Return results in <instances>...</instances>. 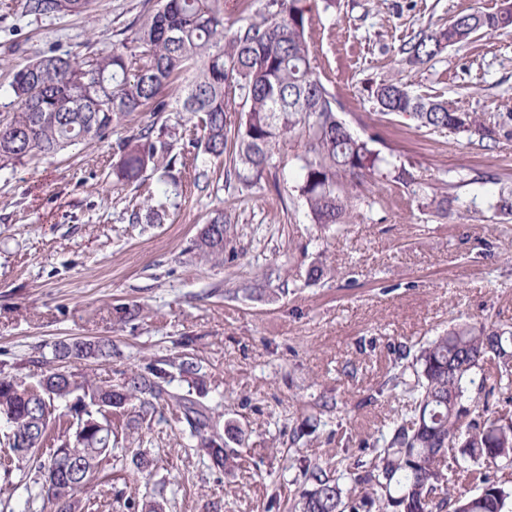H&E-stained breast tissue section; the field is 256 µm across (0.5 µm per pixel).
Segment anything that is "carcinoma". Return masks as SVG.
<instances>
[{"instance_id": "carcinoma-1", "label": "carcinoma", "mask_w": 512, "mask_h": 512, "mask_svg": "<svg viewBox=\"0 0 512 512\" xmlns=\"http://www.w3.org/2000/svg\"><path fill=\"white\" fill-rule=\"evenodd\" d=\"M91 0H25V12L52 17L80 14ZM308 0H267L265 11L235 29L224 25V0H157L135 22L128 42L111 44L77 59L42 55L10 83L17 111L0 117V169L35 156H53L83 141L108 139L134 112H188L201 135L190 140L193 160H229L245 185L258 182L284 162L288 147L302 172L298 198L314 224H348L355 197L346 178L387 171L390 191L412 182L410 173L353 135L336 109V98L317 72L308 42L312 25ZM512 26V11L459 14L447 25L422 30L401 48L404 61L423 64L443 50L462 46L478 34ZM178 95L165 94L178 80ZM238 93V98L229 92ZM385 115H406L420 127L468 132L480 139L512 136V114L493 120L457 112L435 97L415 95L400 82L373 93ZM239 105L241 120L230 129L226 113ZM173 145L141 126L112 147L114 188L138 182L151 169L162 171L158 195L168 196L165 172L175 164ZM224 211L217 209L193 242L204 261L224 260ZM110 356L101 341L59 343L54 365L31 381L0 376V423L5 444L27 436L16 455L23 471L26 503L42 501L49 512H82L79 494L103 463L126 457L138 469L150 466L144 451L122 447V436L156 415L180 411L194 448L218 469L233 466L228 441L238 432L204 401L206 368L193 355L158 358L114 384L95 382L68 370L70 359ZM383 386L400 390L408 414L393 423L383 446L341 474L307 459L300 474L310 488L291 512H505L512 480L493 478L490 469L512 466V416L475 413L468 402L512 388V327L453 324L416 352L404 348ZM181 380L189 391L174 386ZM67 447L61 458L54 446ZM56 472L54 489L45 474ZM354 484L344 493L340 480Z\"/></svg>"}]
</instances>
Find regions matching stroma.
<instances>
[{"label": "stroma", "instance_id": "stroma-1", "mask_svg": "<svg viewBox=\"0 0 512 512\" xmlns=\"http://www.w3.org/2000/svg\"><path fill=\"white\" fill-rule=\"evenodd\" d=\"M144 0H94L78 15L26 13L0 0V113L15 111L9 83L36 56L85 54L130 37ZM502 0H338L314 10L309 34L322 76L351 133L448 196L445 211L402 189L390 203L381 175L354 188L351 223L313 224L294 188L298 166L253 184L216 163L175 166L161 222L133 224L157 176L112 189V146L156 122L187 152L185 112L133 113L110 139L0 170V363L40 373L55 344L107 340L108 359L71 370L102 381L190 353L208 368L205 401L242 432L238 464L218 470L188 446L174 413L139 429L154 467L115 469L114 489L164 512H288L298 462L369 459L406 406L380 386L400 348L449 325L512 324V138L479 140L384 115L376 86L485 116L512 113V28L479 35L412 66L399 48L421 29ZM230 221L224 262L190 249L214 210ZM326 276L307 278L311 264ZM301 438H294V431Z\"/></svg>", "mask_w": 512, "mask_h": 512}]
</instances>
